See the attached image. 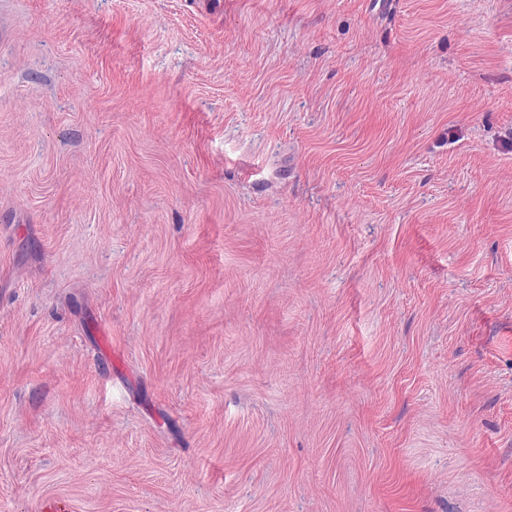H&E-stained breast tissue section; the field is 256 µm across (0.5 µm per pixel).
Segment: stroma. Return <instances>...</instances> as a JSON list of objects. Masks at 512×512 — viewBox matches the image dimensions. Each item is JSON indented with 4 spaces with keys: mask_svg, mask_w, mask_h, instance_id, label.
Returning a JSON list of instances; mask_svg holds the SVG:
<instances>
[{
    "mask_svg": "<svg viewBox=\"0 0 512 512\" xmlns=\"http://www.w3.org/2000/svg\"><path fill=\"white\" fill-rule=\"evenodd\" d=\"M512 512V0H0V512Z\"/></svg>",
    "mask_w": 512,
    "mask_h": 512,
    "instance_id": "stroma-1",
    "label": "stroma"
}]
</instances>
